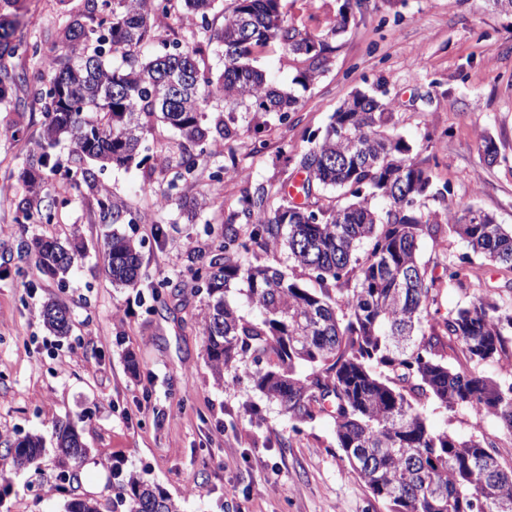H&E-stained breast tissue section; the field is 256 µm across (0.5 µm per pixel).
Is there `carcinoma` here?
<instances>
[{"label":"carcinoma","instance_id":"carcinoma-1","mask_svg":"<svg viewBox=\"0 0 512 512\" xmlns=\"http://www.w3.org/2000/svg\"><path fill=\"white\" fill-rule=\"evenodd\" d=\"M188 14L209 26L215 0H183ZM363 0H344L336 24L324 34L301 32L282 16L280 0H231L218 41L224 69L205 66L210 43L162 42L150 58L142 47L158 38L155 22L171 15L172 0H86L93 25L65 29L50 56L44 83L46 125L38 164L57 172L46 148L61 139L78 161L127 169L143 164L147 134L158 124L176 129L183 142L169 188L194 177L199 160L217 139L237 135L235 113L251 115L254 144L273 114L288 123L298 104L292 90H279L251 65L254 53L271 44L304 56L309 68L296 84L306 87L323 71L332 51L329 37L343 30ZM11 23L0 22V59L41 54V47L12 41ZM15 70L0 63V102L18 87ZM226 115L209 119V107ZM300 155L305 174L287 191L288 180L248 186L214 239L209 261L190 270L181 285L204 295L202 334L207 360L218 377L250 370L254 390L283 408L300 425L333 420L336 445L388 512H512V466L492 452L484 427L463 438L434 429L431 402L450 416L492 420L512 435V376H488L483 367L512 350V299L473 290L464 305L441 313L443 290L470 287L475 261L512 271V226L478 208L448 209V184L438 185L418 159L420 145L396 133L394 112L377 95L353 94L322 132L308 136ZM99 208L114 224H134L125 203L102 193ZM448 237L467 252L430 267L422 244ZM37 268L65 276L73 257L54 237L33 242ZM273 258L256 264L258 252ZM112 284L136 288L142 273L138 245L106 235ZM254 310L242 314L228 298L231 286ZM46 328L69 331L65 308L48 303ZM459 350L463 361L448 362ZM64 467L87 454L75 425H56ZM7 452L20 465L42 452V440L26 435ZM117 502L126 512H178L159 487L131 475Z\"/></svg>","mask_w":512,"mask_h":512}]
</instances>
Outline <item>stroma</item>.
I'll return each mask as SVG.
<instances>
[{
    "label": "stroma",
    "mask_w": 512,
    "mask_h": 512,
    "mask_svg": "<svg viewBox=\"0 0 512 512\" xmlns=\"http://www.w3.org/2000/svg\"><path fill=\"white\" fill-rule=\"evenodd\" d=\"M343 0H281L288 24L327 31ZM85 0H20L2 7L41 56L15 57L24 74L16 95L0 103V512H65L72 498L90 497L112 512L131 473L160 487L179 512H387L337 448L334 424L321 417L293 432L277 403L252 389L246 370L216 380L207 362L202 297L167 296L159 281L187 279L212 251L211 230L223 228L244 188L278 182L295 171L309 133L324 127L355 91L386 90L407 139L427 141L421 158L438 160L436 182L449 184L451 209L465 205L512 225V15L487 0H364L343 34L332 38L324 73L301 92L288 124L270 123L266 146L253 135L218 141L195 177L159 205L144 184H160L178 158L179 134L160 127L148 138L151 160L117 170L91 163L92 180L39 173L58 204L52 223H21V205L34 208L26 174L39 156L45 56L63 30L86 21ZM218 0L209 27L184 18L181 0L163 19L162 38L193 43L223 24ZM288 88L308 63L278 47L252 60ZM491 136L502 155L488 162L479 149ZM236 176L215 182L219 166ZM125 201L148 223L111 227L97 205L101 193ZM140 246L145 278L136 288L113 285L104 271V237L111 230ZM52 236L75 248L66 280L41 272L24 249ZM68 310L71 329L57 336L40 317L43 305ZM70 421L82 431L87 456L62 470L53 429ZM43 437L45 450L18 467L7 447L25 435Z\"/></svg>",
    "instance_id": "1"
}]
</instances>
